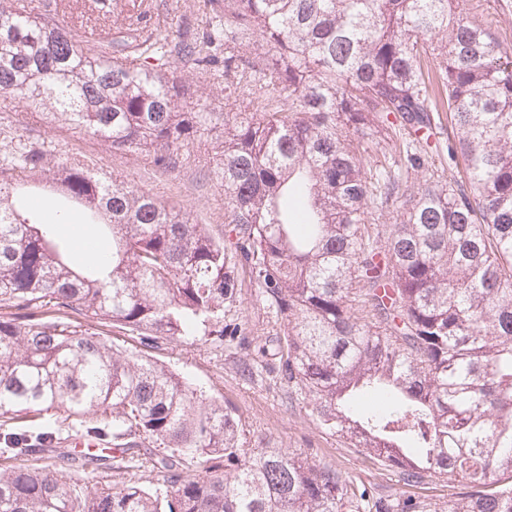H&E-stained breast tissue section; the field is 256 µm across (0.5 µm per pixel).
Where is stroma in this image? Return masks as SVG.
Wrapping results in <instances>:
<instances>
[{
  "instance_id": "35a3bbf8",
  "label": "stroma",
  "mask_w": 512,
  "mask_h": 512,
  "mask_svg": "<svg viewBox=\"0 0 512 512\" xmlns=\"http://www.w3.org/2000/svg\"><path fill=\"white\" fill-rule=\"evenodd\" d=\"M467 14L479 20L496 19L495 32L504 47L512 48V0H467ZM151 25L175 28L206 23L197 0H156ZM170 75L190 87L180 111L224 110V77L214 69L198 70L173 60ZM223 122L206 124L199 141L186 146L183 166L168 174L156 172L145 154H121L100 138L73 128L46 123L41 112L18 100L0 98V156L19 147L49 153L51 162H76L109 178L138 186L154 197L190 214L193 223L206 225L217 238L228 237L224 221V193L217 178L222 159ZM241 302L225 312L224 321L241 326L234 340L217 343L197 337L191 343L164 344L153 355L180 374L204 396L224 402L238 415L244 448L251 451L291 449L346 472L382 496H412L446 506L461 487L458 477L445 475L404 484L397 469L379 465L359 448H351L320 428L303 401L289 398L288 385L277 375L273 354L283 323L268 313L248 271H241Z\"/></svg>"
}]
</instances>
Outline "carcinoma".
<instances>
[{"mask_svg":"<svg viewBox=\"0 0 512 512\" xmlns=\"http://www.w3.org/2000/svg\"><path fill=\"white\" fill-rule=\"evenodd\" d=\"M201 31L141 28L110 50L0 0V96L147 152L175 171L204 122L179 111L177 56L224 63L221 187L230 245L150 193L46 154L0 166V512H512V52L461 0H200ZM448 182L389 200L429 170L435 116ZM390 141L403 162L373 149ZM47 186L55 220L33 197ZM59 224L112 241L79 262ZM284 323L277 372L326 431L405 484L454 475L444 509L375 497L304 453L242 447L239 420L142 350L222 341L239 267ZM54 316L49 317L47 313ZM74 418L62 437L51 417ZM96 444L70 450L69 438ZM145 460L162 486L128 478ZM102 470L94 485L74 471Z\"/></svg>","mask_w":512,"mask_h":512,"instance_id":"carcinoma-1","label":"carcinoma"}]
</instances>
